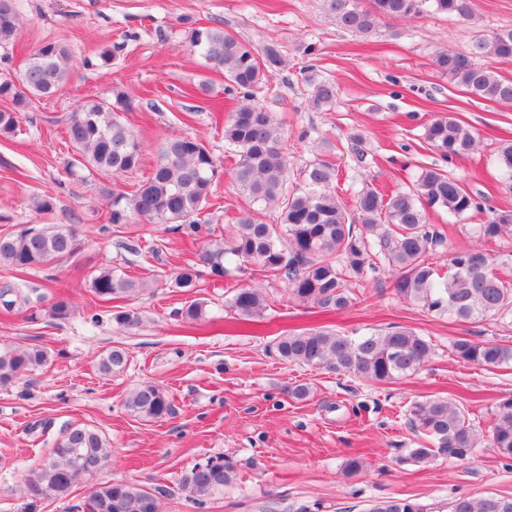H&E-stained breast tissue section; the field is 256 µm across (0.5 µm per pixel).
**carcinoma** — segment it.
Wrapping results in <instances>:
<instances>
[{"mask_svg":"<svg viewBox=\"0 0 512 512\" xmlns=\"http://www.w3.org/2000/svg\"><path fill=\"white\" fill-rule=\"evenodd\" d=\"M343 29L368 34L386 20H410L428 12L474 18L475 0H324ZM20 11L16 0H0V46L18 31ZM191 50L213 67L224 70L227 91L241 103L224 121V145L236 158L231 178L249 201L226 235L203 245L196 260L177 269L181 288L196 286L200 269L222 278L226 264L257 265L262 271L287 282L289 297L324 311L351 305L349 278L363 277L367 270L386 266L394 274L393 290L399 297L419 302L430 312L460 321L489 315H512V280L501 268L509 259L497 258L483 243L512 231V210H494L487 198L468 190L445 167L420 169L412 187L385 193L374 186L357 191L353 210L338 195L339 171L327 157H317L301 169L302 183L289 178L284 136L274 116L252 102L267 73L283 64L275 45L253 49L214 27L189 31ZM484 57L512 59V29L474 40L466 53L440 52L434 65L438 73L457 81L475 97L512 102V80L497 77L478 60ZM70 55L57 42L40 45L17 79L0 80V98L20 103L27 95L50 98L70 80ZM309 102L315 109L336 102V85L327 79H308ZM132 102L117 92L114 101L89 100L70 113L66 135L81 167L120 178L139 170L142 147L124 122ZM20 113L0 109V135L17 131ZM424 139L448 163L474 149L473 132L451 114L433 118ZM495 166L512 190V141L501 143ZM219 164L206 145L195 138L174 137L164 142L146 176L131 184V190L112 197L107 212L110 224H176L194 236H210L209 220L203 216ZM275 206L280 223H266L259 206ZM444 210L454 217L485 213L488 220L473 228L476 240L469 247L448 255L437 266L434 256L445 247L444 231L429 223V213ZM79 243L73 226L27 225L15 233L0 235V263L28 269L68 262L76 257ZM90 292L101 301H123L140 292L139 282L115 268L93 273ZM229 307L245 320L260 319L265 299L257 288L231 287ZM74 313L70 298L59 295L49 308L56 320ZM117 325L132 329L140 316L134 310L112 314ZM452 350L459 360L482 368L512 365V345L460 337ZM281 359L309 367L324 368L362 380L383 383L414 374L432 355L428 340L416 332L397 328L351 337L323 327L282 336L276 344ZM128 362L120 348L106 351L99 371L109 375ZM48 352L38 344L0 349V384L43 368ZM127 409L140 417L162 419L171 414L168 395L153 384L135 389L126 399ZM412 428L425 436L418 447L408 449L405 461L428 463L439 456L464 458L477 447L480 433L467 420L464 410L449 399L416 402L410 409ZM490 447L504 459H512V398L496 406L487 438ZM111 456L109 441L99 431L74 426L49 451L46 463L32 470L23 483L29 509L46 500L67 497L77 484L81 469L93 476L96 465ZM238 476L229 456L209 457L194 464L180 477L179 487L198 512L206 509L212 494L224 490ZM160 491L135 481L113 482L93 487L89 512H161ZM367 512H425L420 504L403 498L381 497ZM450 512H512V497L466 494L450 503Z\"/></svg>","mask_w":512,"mask_h":512,"instance_id":"carcinoma-1","label":"carcinoma"}]
</instances>
